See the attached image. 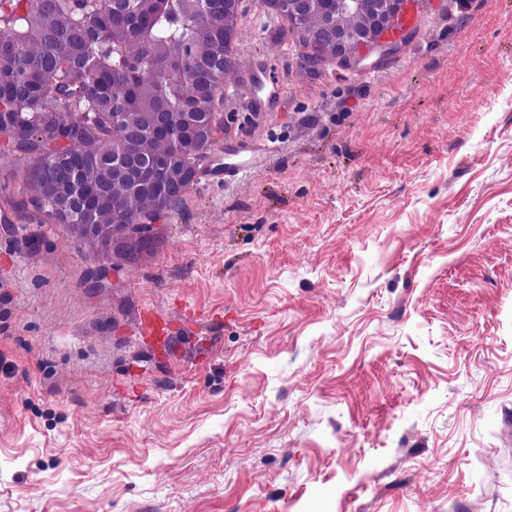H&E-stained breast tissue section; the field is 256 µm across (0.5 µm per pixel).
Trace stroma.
I'll use <instances>...</instances> for the list:
<instances>
[{
  "label": "stroma",
  "mask_w": 512,
  "mask_h": 512,
  "mask_svg": "<svg viewBox=\"0 0 512 512\" xmlns=\"http://www.w3.org/2000/svg\"><path fill=\"white\" fill-rule=\"evenodd\" d=\"M294 42L240 0L213 147L274 150L111 288L0 154V512H512V0H431L369 69ZM204 320V316L199 313L173 320L157 316L153 313L143 312L136 321L135 329L138 336L143 340L152 342L156 340L168 341L171 337L169 336L170 327L174 322L181 323L184 330L190 333L194 327L201 325Z\"/></svg>",
  "instance_id": "obj_1"
}]
</instances>
